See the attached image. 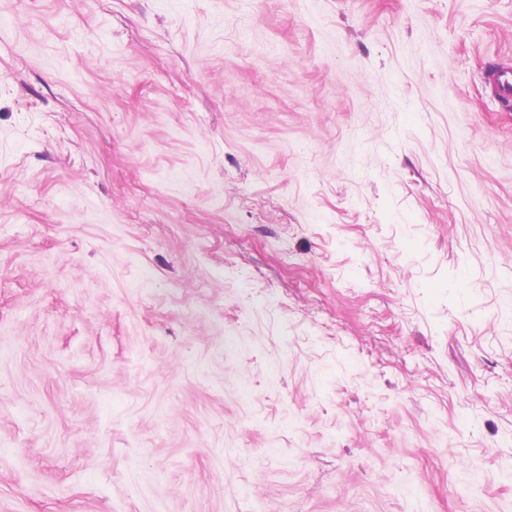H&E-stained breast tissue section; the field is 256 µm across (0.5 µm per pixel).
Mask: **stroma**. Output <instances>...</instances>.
I'll list each match as a JSON object with an SVG mask.
<instances>
[{"label":"stroma","instance_id":"35a3bbf8","mask_svg":"<svg viewBox=\"0 0 512 512\" xmlns=\"http://www.w3.org/2000/svg\"><path fill=\"white\" fill-rule=\"evenodd\" d=\"M512 0H0V512H512Z\"/></svg>","mask_w":512,"mask_h":512}]
</instances>
